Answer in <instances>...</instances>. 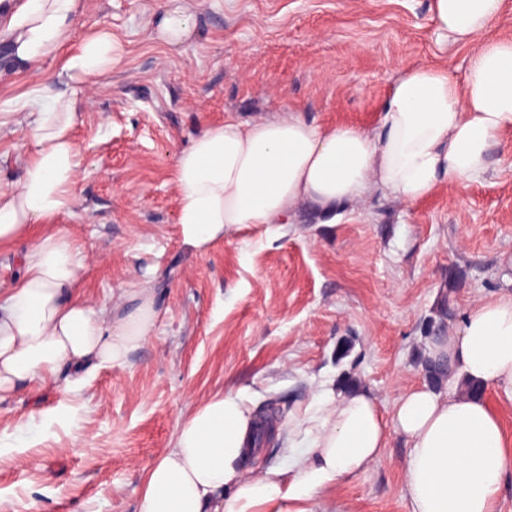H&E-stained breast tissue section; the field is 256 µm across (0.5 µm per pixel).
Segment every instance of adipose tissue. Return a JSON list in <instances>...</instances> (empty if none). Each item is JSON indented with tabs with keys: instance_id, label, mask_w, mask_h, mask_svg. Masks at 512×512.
I'll use <instances>...</instances> for the list:
<instances>
[{
	"instance_id": "1",
	"label": "adipose tissue",
	"mask_w": 512,
	"mask_h": 512,
	"mask_svg": "<svg viewBox=\"0 0 512 512\" xmlns=\"http://www.w3.org/2000/svg\"><path fill=\"white\" fill-rule=\"evenodd\" d=\"M502 7L503 0H432L440 36L476 46L465 75L426 66L401 73L374 128L320 127L291 110L203 130L174 156L183 244L202 255L245 226L275 237L306 206L326 217L377 193L410 204L441 183L465 187L483 176L492 146L512 131V41L486 37ZM84 9L85 0H0L9 69L63 60L62 87L39 85L20 98L17 112L34 116L30 149L16 184L0 190V244L43 228L27 238L19 279L0 292V394L36 382L79 389L98 369L123 367L158 316L148 288L121 290L100 307L81 299L82 252L51 226L74 201L73 129L89 92L122 54L109 32L75 37L73 22ZM149 25L175 46L189 37L193 16L167 8ZM17 112L0 113V127L15 123ZM428 356L450 362L453 392L413 387L387 419L369 391L323 389L314 411L295 425L303 448L286 474L247 472L258 421L241 393L215 395L188 415L148 469L139 512H308L315 493L377 460L393 432L409 449L410 512H496L512 475V440L484 392H512V293L471 304L461 326L432 342Z\"/></svg>"
}]
</instances>
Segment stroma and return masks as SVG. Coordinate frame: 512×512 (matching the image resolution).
Instances as JSON below:
<instances>
[{
  "label": "stroma",
  "instance_id": "1",
  "mask_svg": "<svg viewBox=\"0 0 512 512\" xmlns=\"http://www.w3.org/2000/svg\"><path fill=\"white\" fill-rule=\"evenodd\" d=\"M175 0H87L76 35L112 32L123 59L74 130L76 204L57 224L86 250L81 296L151 282L160 311L125 368L0 396V512H138L142 479L189 412L243 392L275 428L327 381L369 390L384 415L426 382L428 322L457 329L474 301L512 292V133L484 176L403 204L377 196L332 224L312 208L275 238L248 227L194 256L181 242L173 162L205 127L300 108L314 124L373 127L394 78L429 65L463 76L472 46L444 44L430 0H191L190 42L152 39ZM60 60L0 75V113L58 79ZM26 127L0 134V188L17 180ZM463 270L452 281L449 269ZM409 450L390 436L364 472L309 512H409Z\"/></svg>",
  "mask_w": 512,
  "mask_h": 512
}]
</instances>
